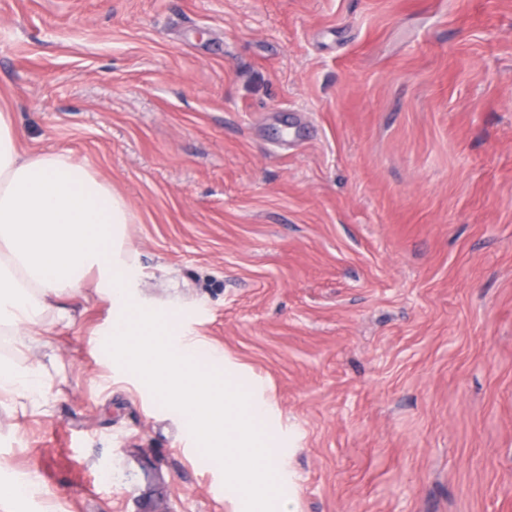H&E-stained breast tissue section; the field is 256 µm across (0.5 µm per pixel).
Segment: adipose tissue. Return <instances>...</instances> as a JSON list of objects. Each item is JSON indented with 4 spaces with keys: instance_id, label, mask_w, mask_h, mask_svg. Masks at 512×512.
<instances>
[{
    "instance_id": "obj_1",
    "label": "adipose tissue",
    "mask_w": 512,
    "mask_h": 512,
    "mask_svg": "<svg viewBox=\"0 0 512 512\" xmlns=\"http://www.w3.org/2000/svg\"><path fill=\"white\" fill-rule=\"evenodd\" d=\"M130 221L126 200L66 154H21L11 119L0 114V324L36 332L60 289L79 290L97 271L109 289L115 354L192 415L200 433L221 434L214 451L229 484L253 482L287 497L283 469L254 429L269 420L267 405L239 391L235 374L213 382L186 358L194 341L162 335L145 316L125 235Z\"/></svg>"
}]
</instances>
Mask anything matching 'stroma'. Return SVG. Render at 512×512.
I'll use <instances>...</instances> for the list:
<instances>
[{"label":"stroma","mask_w":512,"mask_h":512,"mask_svg":"<svg viewBox=\"0 0 512 512\" xmlns=\"http://www.w3.org/2000/svg\"><path fill=\"white\" fill-rule=\"evenodd\" d=\"M129 204L139 298L259 386L291 501L100 349L0 325L12 512H512V0H0V112ZM30 401H37L44 394V382L36 372L22 373L8 366H0V391ZM9 492L0 498L1 509L9 511L12 500L33 496L37 492L36 483L30 476H18L13 478L9 484Z\"/></svg>","instance_id":"obj_1"}]
</instances>
